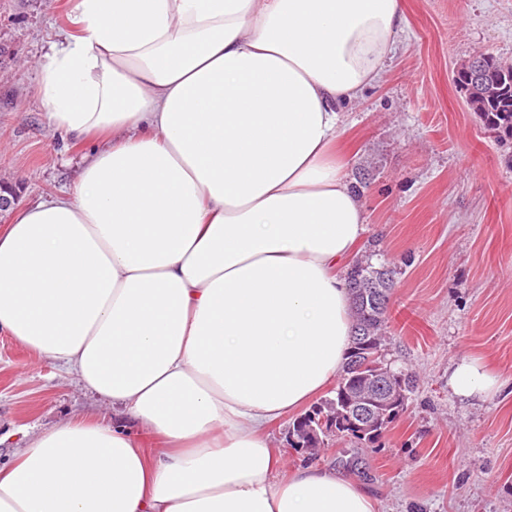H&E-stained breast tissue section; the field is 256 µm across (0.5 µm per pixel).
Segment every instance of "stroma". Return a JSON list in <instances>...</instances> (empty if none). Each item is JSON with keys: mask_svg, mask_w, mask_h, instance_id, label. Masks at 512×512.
<instances>
[{"mask_svg": "<svg viewBox=\"0 0 512 512\" xmlns=\"http://www.w3.org/2000/svg\"><path fill=\"white\" fill-rule=\"evenodd\" d=\"M382 79L342 116L338 141L369 230L361 254L396 270L387 348L419 388L379 447L332 441L310 454L269 428L288 466L343 470L377 512H512V141L489 137L454 78L478 53L512 64V0H403ZM71 0H0V183L18 207L78 178L87 145L53 134L34 62L70 22ZM464 358L497 391L461 398ZM106 409L60 364L0 333V464L33 433Z\"/></svg>", "mask_w": 512, "mask_h": 512, "instance_id": "obj_1", "label": "stroma"}]
</instances>
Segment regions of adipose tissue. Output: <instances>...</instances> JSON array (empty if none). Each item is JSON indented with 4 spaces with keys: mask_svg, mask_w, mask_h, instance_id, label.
I'll return each mask as SVG.
<instances>
[{
    "mask_svg": "<svg viewBox=\"0 0 512 512\" xmlns=\"http://www.w3.org/2000/svg\"><path fill=\"white\" fill-rule=\"evenodd\" d=\"M402 0H74L35 65L51 131L93 148L0 232V330L103 418L0 465V512H376L346 472L279 478L271 423L341 373L366 210L336 152ZM455 395L499 382L456 365Z\"/></svg>",
    "mask_w": 512,
    "mask_h": 512,
    "instance_id": "ef3b65f1",
    "label": "adipose tissue"
}]
</instances>
